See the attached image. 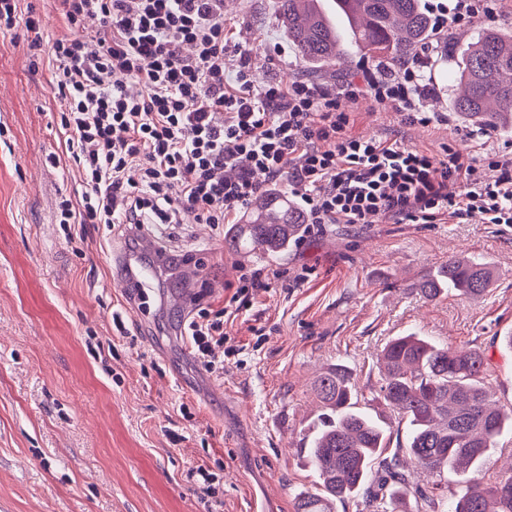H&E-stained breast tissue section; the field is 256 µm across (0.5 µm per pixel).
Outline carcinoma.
I'll return each mask as SVG.
<instances>
[{
  "label": "carcinoma",
  "mask_w": 512,
  "mask_h": 512,
  "mask_svg": "<svg viewBox=\"0 0 512 512\" xmlns=\"http://www.w3.org/2000/svg\"><path fill=\"white\" fill-rule=\"evenodd\" d=\"M288 42L313 74L344 73L350 48L399 60L433 41L420 0H278ZM460 92L451 109L466 122L512 133V32L480 31L452 58ZM305 232L298 208L279 192L265 194L244 224L227 230L224 246L281 257ZM494 269L475 255H460L424 270L413 287L427 301L450 293L481 297ZM378 398L405 424V442L390 448L392 428L360 406L352 373L336 363L314 382L322 413L308 429V458L318 481L298 498L297 512H333L337 501H377L372 486H389L390 512H411L404 488L407 462L429 474L452 473L462 493L446 512H512L502 492L512 475L485 484L479 472L491 463L501 438L512 433V408L493 399L485 385V355L455 348L418 332L391 339L380 354Z\"/></svg>",
  "instance_id": "1"
}]
</instances>
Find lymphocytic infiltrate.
Listing matches in <instances>:
<instances>
[{
	"mask_svg": "<svg viewBox=\"0 0 512 512\" xmlns=\"http://www.w3.org/2000/svg\"><path fill=\"white\" fill-rule=\"evenodd\" d=\"M436 32L491 14L493 0H423ZM65 31L43 41L27 16L31 46L56 63L60 127L85 190L62 198L59 222L178 224L183 214L231 223L265 185L287 182L306 224H438L473 215L512 229V152L439 159L401 141L353 134L342 100L366 96L406 122L430 124L432 60L360 67L333 87L293 77L256 83L246 56L228 67L224 0H57ZM101 20L92 37L83 21ZM146 92L129 93L128 82ZM140 163L141 180L125 179ZM261 270H241L222 308L183 323L207 371L244 348L230 330L269 290Z\"/></svg>",
	"mask_w": 512,
	"mask_h": 512,
	"instance_id": "f902f5d3",
	"label": "lymphocytic infiltrate"
}]
</instances>
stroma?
Masks as SVG:
<instances>
[{
	"mask_svg": "<svg viewBox=\"0 0 512 512\" xmlns=\"http://www.w3.org/2000/svg\"><path fill=\"white\" fill-rule=\"evenodd\" d=\"M224 24L256 82L306 75L277 0H224ZM29 44L24 24L0 33V512H296L317 482L304 449L321 411L315 378L344 363L362 403L384 411L378 355L415 330L484 351L496 398L512 406V353L500 344L512 331V229L476 217L324 224L277 260L225 248L189 215L176 229L144 225L133 247L102 224L68 240L56 204L83 186L71 157L47 161L62 151L60 101L51 57ZM449 71L433 68L428 109L440 120L412 125L361 98L343 104L352 133L440 159L512 148V134L477 135L451 110ZM165 245L181 260L160 256ZM460 252L498 269L493 288L475 300H423L413 280ZM242 266L271 274L272 288L231 329L245 348L239 361L211 373L180 324L186 305L223 300ZM102 345L112 348L104 358ZM203 463L218 476L211 495L188 476Z\"/></svg>",
	"mask_w": 512,
	"mask_h": 512,
	"instance_id": "stroma-1",
	"label": "stroma"
}]
</instances>
